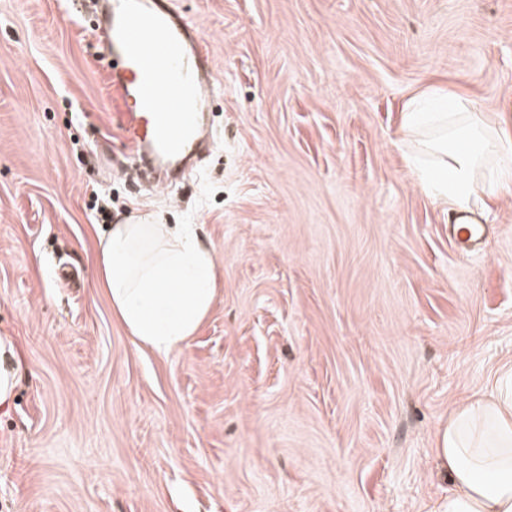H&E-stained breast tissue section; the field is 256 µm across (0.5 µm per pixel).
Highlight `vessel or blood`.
Instances as JSON below:
<instances>
[{"instance_id":"vessel-or-blood-1","label":"vessel or blood","mask_w":512,"mask_h":512,"mask_svg":"<svg viewBox=\"0 0 512 512\" xmlns=\"http://www.w3.org/2000/svg\"><path fill=\"white\" fill-rule=\"evenodd\" d=\"M94 33L129 152L164 179L183 175L211 138L214 64L198 28L170 0H100ZM450 222L459 250L483 231L464 213Z\"/></svg>"}]
</instances>
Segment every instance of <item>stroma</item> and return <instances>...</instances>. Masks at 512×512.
Here are the masks:
<instances>
[{"label": "stroma", "instance_id": "stroma-1", "mask_svg": "<svg viewBox=\"0 0 512 512\" xmlns=\"http://www.w3.org/2000/svg\"><path fill=\"white\" fill-rule=\"evenodd\" d=\"M215 63L179 205L126 158L91 28L0 0V512H433L434 448L512 364V186L450 243L402 112L512 116V0H172ZM194 224L214 304L161 356L98 286L96 198ZM120 177L127 183L142 187L147 190H162L169 198L172 205H177L179 203V196L177 193L173 191V189L169 186L167 187H158L154 184V174L146 172L142 164L137 160H131L125 167H123L120 171ZM450 224H452L453 229L456 230L452 242L457 250H464L467 245L478 240L482 235L483 226L471 223L466 213H459L452 216L450 218Z\"/></svg>", "mask_w": 512, "mask_h": 512}]
</instances>
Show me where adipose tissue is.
I'll use <instances>...</instances> for the list:
<instances>
[{
	"mask_svg": "<svg viewBox=\"0 0 512 512\" xmlns=\"http://www.w3.org/2000/svg\"><path fill=\"white\" fill-rule=\"evenodd\" d=\"M448 111L407 109L409 131H426L423 153L410 163L425 190L469 210L477 176L498 159L502 183L512 182L503 165L512 135L479 138L467 97L450 96ZM99 284L112 311L135 342L165 355L197 331L215 298L216 257L194 225L170 226L143 215L109 225L99 240ZM503 383L456 407L439 431L435 456L449 478L438 512H512V367Z\"/></svg>",
	"mask_w": 512,
	"mask_h": 512,
	"instance_id": "obj_1",
	"label": "adipose tissue"
}]
</instances>
